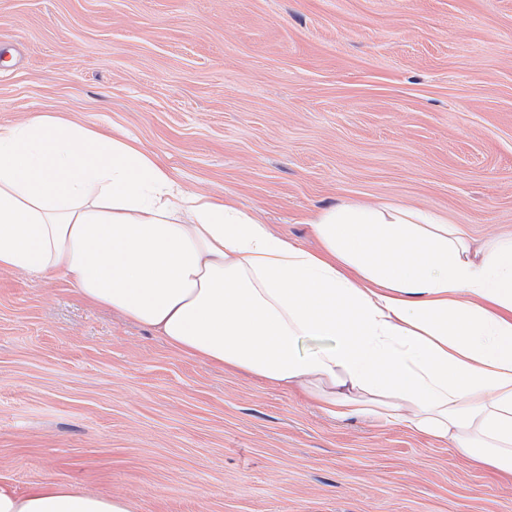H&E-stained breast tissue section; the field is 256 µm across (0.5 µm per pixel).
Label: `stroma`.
<instances>
[{
  "instance_id": "1",
  "label": "stroma",
  "mask_w": 512,
  "mask_h": 512,
  "mask_svg": "<svg viewBox=\"0 0 512 512\" xmlns=\"http://www.w3.org/2000/svg\"><path fill=\"white\" fill-rule=\"evenodd\" d=\"M116 127L306 247L394 202L512 234V0H0V125ZM133 512H512V476L0 271V483Z\"/></svg>"
}]
</instances>
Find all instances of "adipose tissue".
<instances>
[{
    "mask_svg": "<svg viewBox=\"0 0 512 512\" xmlns=\"http://www.w3.org/2000/svg\"><path fill=\"white\" fill-rule=\"evenodd\" d=\"M310 226L316 247L289 241L127 135L43 113L0 126L1 271L62 278L188 357L512 474V236L475 252L458 225L389 203ZM305 339L319 348L300 354ZM0 512L132 510L51 482L0 485Z\"/></svg>",
    "mask_w": 512,
    "mask_h": 512,
    "instance_id": "ef3b65f1",
    "label": "adipose tissue"
}]
</instances>
